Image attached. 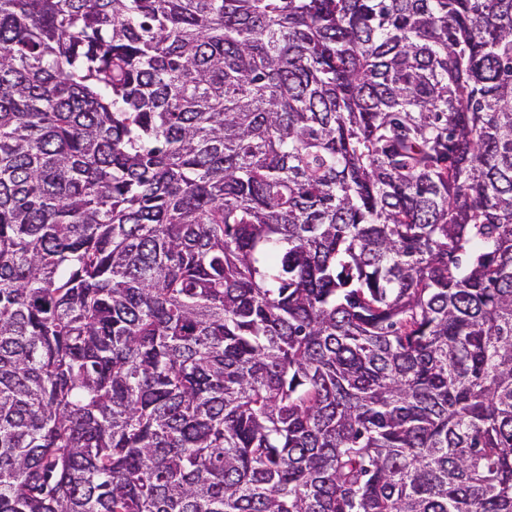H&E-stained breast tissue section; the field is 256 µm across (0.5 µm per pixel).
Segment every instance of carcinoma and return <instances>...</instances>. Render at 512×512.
Masks as SVG:
<instances>
[{
	"mask_svg": "<svg viewBox=\"0 0 512 512\" xmlns=\"http://www.w3.org/2000/svg\"><path fill=\"white\" fill-rule=\"evenodd\" d=\"M0 512H512V0H0Z\"/></svg>",
	"mask_w": 512,
	"mask_h": 512,
	"instance_id": "carcinoma-1",
	"label": "carcinoma"
}]
</instances>
